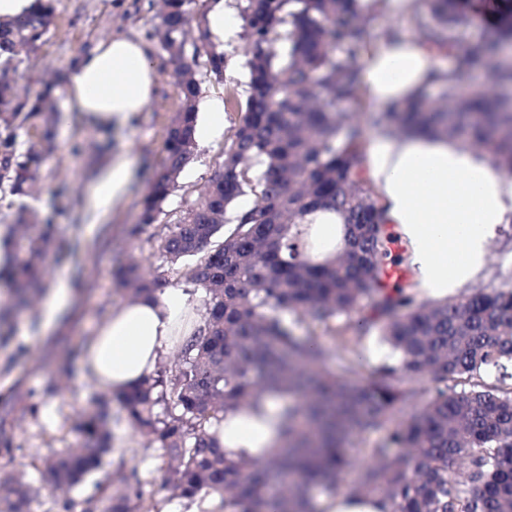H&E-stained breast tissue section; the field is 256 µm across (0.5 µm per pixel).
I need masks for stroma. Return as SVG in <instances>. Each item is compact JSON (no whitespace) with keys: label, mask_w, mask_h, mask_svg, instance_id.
I'll use <instances>...</instances> for the list:
<instances>
[{"label":"stroma","mask_w":512,"mask_h":512,"mask_svg":"<svg viewBox=\"0 0 512 512\" xmlns=\"http://www.w3.org/2000/svg\"><path fill=\"white\" fill-rule=\"evenodd\" d=\"M159 0H57L48 31L37 53L24 57L11 78L20 94L36 96L50 91L57 121L50 140L39 141L35 130L17 131V147L26 150L40 142L47 154L42 178L24 203L28 210L55 224V249L48 261L43 289L18 305L12 292L0 288V433L13 441V456H0V475L21 478L36 491L33 512H60L64 498L84 501L96 486L118 476L137 474L144 493L155 494L161 512H211L215 498L188 500L161 490L167 467L157 446L136 431L110 394L86 379L79 366L82 347L105 316L128 301L130 293L118 287L113 268L129 256L145 265L162 264L158 249L167 226L204 190L224 160L228 131L240 115L225 112V132L197 146L182 171L179 187L163 205L159 223L133 238L129 230L138 221L143 196L163 158L167 130L182 104L167 53L155 50L154 99L147 111L127 127L116 129L89 124L71 109L64 84L65 65L95 41L112 34L147 36ZM227 64L222 79H204L197 99L198 112L224 102L228 90L246 93L249 68L244 38L223 42ZM134 162V176L124 200L97 211L92 192L99 171L117 156ZM69 282L77 291L72 316L64 330L44 332L41 313L46 288ZM512 287V223L500 225L487 247V259L465 290ZM107 414L112 449L101 468L88 474L69 492L42 488V462L79 441V417L98 411Z\"/></svg>","instance_id":"stroma-1"}]
</instances>
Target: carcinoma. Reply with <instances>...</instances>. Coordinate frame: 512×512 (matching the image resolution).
Returning a JSON list of instances; mask_svg holds the SVG:
<instances>
[{
  "label": "carcinoma",
  "mask_w": 512,
  "mask_h": 512,
  "mask_svg": "<svg viewBox=\"0 0 512 512\" xmlns=\"http://www.w3.org/2000/svg\"><path fill=\"white\" fill-rule=\"evenodd\" d=\"M55 0H36L20 18L0 21V200L27 194L44 153L17 149L14 122L41 121L51 138L55 115L46 93L17 92L10 74L19 49L43 44ZM242 10L249 83L245 108L224 163L207 189L170 224L147 270L131 257L115 278L135 293L161 291L180 278L205 291L202 324L176 350L173 364L118 395L129 422L152 437L172 466L162 487L194 499L221 496L224 512H313L311 493H339L356 469L357 496L375 495L388 512H512V288H475L456 297L421 298L388 282L393 237L377 196L361 178V131L343 105L361 85L354 61L366 38L356 0H245ZM206 0H166L153 35L178 71L182 105L163 145L160 170L141 201L136 234L155 224L178 188L196 141L201 76L223 77L225 55L198 28L186 52L192 8ZM464 0H430L429 18L411 17L412 34L436 48L457 49L440 100L420 93L381 113L390 133H427L475 147L512 173V8L490 38L462 42ZM260 165L259 172L253 171ZM254 197L245 212L241 196ZM317 209L343 218L336 252L314 261L303 221ZM38 224L19 207L18 226ZM40 225V224H38ZM224 232L223 241L213 238ZM53 245L52 225L28 240V259L0 264V287H37ZM318 324L334 338L296 336L283 313ZM378 328L398 354L364 375L355 357L364 332ZM496 381L485 379L488 371ZM278 408L276 440L261 459L221 449L208 429L219 414L268 400ZM393 422L386 439L361 453L352 436ZM90 453L66 451L46 464L45 488L80 484L106 452L102 420L78 426ZM35 494L12 480L0 512H32ZM160 512L154 497L126 480L97 499L62 503V512Z\"/></svg>",
  "instance_id": "carcinoma-1"
}]
</instances>
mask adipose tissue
Masks as SVG:
<instances>
[{"label": "adipose tissue", "instance_id": "ef3b65f1", "mask_svg": "<svg viewBox=\"0 0 512 512\" xmlns=\"http://www.w3.org/2000/svg\"><path fill=\"white\" fill-rule=\"evenodd\" d=\"M150 54L147 42L115 34L72 57L65 70L71 108L95 125L127 126L152 98ZM441 56L406 36L377 42L357 65L377 107L398 108L431 86ZM132 174L128 159L104 168L95 184V207L119 203ZM363 178L386 222L407 240V260L418 280L437 294L473 279L497 226L512 222V175L489 166L478 150L445 138L374 134L364 147ZM199 323L195 300L180 288L127 301L89 336L81 370L110 392L137 386ZM210 432L221 448L258 458L275 440L274 414L244 410L214 423Z\"/></svg>", "mask_w": 512, "mask_h": 512}]
</instances>
